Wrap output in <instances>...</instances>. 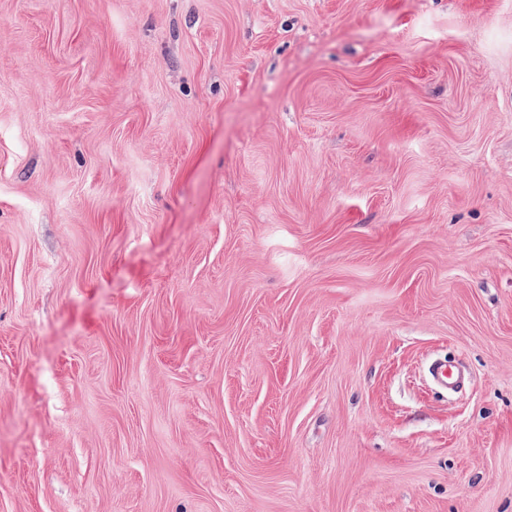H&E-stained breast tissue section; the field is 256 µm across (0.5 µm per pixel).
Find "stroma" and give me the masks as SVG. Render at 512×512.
I'll return each instance as SVG.
<instances>
[{"mask_svg":"<svg viewBox=\"0 0 512 512\" xmlns=\"http://www.w3.org/2000/svg\"><path fill=\"white\" fill-rule=\"evenodd\" d=\"M0 512H512V0H0Z\"/></svg>","mask_w":512,"mask_h":512,"instance_id":"stroma-1","label":"stroma"}]
</instances>
